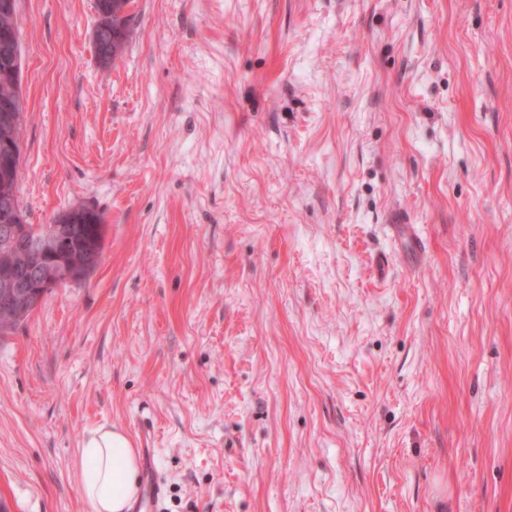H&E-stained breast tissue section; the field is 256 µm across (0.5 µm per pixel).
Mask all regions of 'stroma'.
I'll return each instance as SVG.
<instances>
[{"label":"stroma","mask_w":512,"mask_h":512,"mask_svg":"<svg viewBox=\"0 0 512 512\" xmlns=\"http://www.w3.org/2000/svg\"><path fill=\"white\" fill-rule=\"evenodd\" d=\"M132 16L18 2L26 221L105 238L0 339L8 512H92L104 427L164 512H512V0ZM130 0H94L98 22L93 33V44L101 64L109 65L124 52L132 17L125 14L124 5ZM145 464L143 472V501L136 507V512H153L159 509L164 499V485L158 476L153 455L149 448H144Z\"/></svg>","instance_id":"1"}]
</instances>
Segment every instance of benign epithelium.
<instances>
[{"label":"benign epithelium","instance_id":"7a95c632","mask_svg":"<svg viewBox=\"0 0 512 512\" xmlns=\"http://www.w3.org/2000/svg\"><path fill=\"white\" fill-rule=\"evenodd\" d=\"M24 107L22 96L0 101V125L17 128L20 110ZM16 145L0 143V198L4 201L0 212V247L8 251L14 265L21 273L0 280V299L4 309L12 312L15 320L25 315V302L37 300L54 289L69 283L85 280L102 261L103 251L98 242L89 245L84 261L72 263L59 250L60 241L73 229L70 220L52 224H22L13 206L11 187L20 169L4 159H14Z\"/></svg>","mask_w":512,"mask_h":512}]
</instances>
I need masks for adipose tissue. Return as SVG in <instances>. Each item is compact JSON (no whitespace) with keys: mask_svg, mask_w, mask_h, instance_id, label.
<instances>
[{"mask_svg":"<svg viewBox=\"0 0 512 512\" xmlns=\"http://www.w3.org/2000/svg\"><path fill=\"white\" fill-rule=\"evenodd\" d=\"M79 478L93 512H127L138 493V458L120 431L100 429L79 452Z\"/></svg>","mask_w":512,"mask_h":512,"instance_id":"ef3b65f1","label":"adipose tissue"}]
</instances>
